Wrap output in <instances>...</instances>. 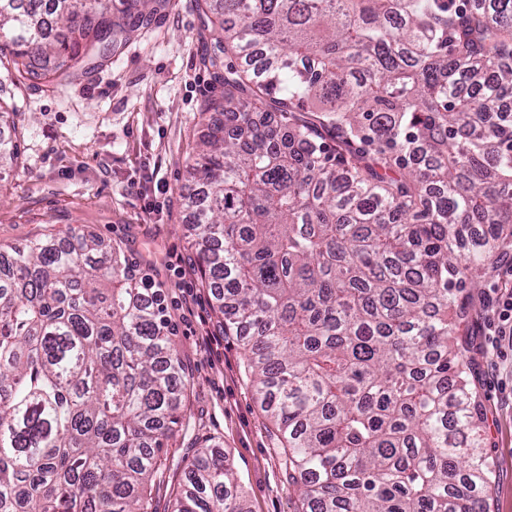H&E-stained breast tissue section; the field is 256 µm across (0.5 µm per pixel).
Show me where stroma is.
I'll return each mask as SVG.
<instances>
[{"label":"stroma","instance_id":"1","mask_svg":"<svg viewBox=\"0 0 512 512\" xmlns=\"http://www.w3.org/2000/svg\"><path fill=\"white\" fill-rule=\"evenodd\" d=\"M207 23L196 0H171L101 69L65 87L15 82L0 65V103L13 114L0 135L19 143L16 164L0 167V241L72 227L120 242L160 284L191 390L189 418L163 452L155 512H170L171 483L213 444L228 454L250 512H297L299 492L253 398L243 351L197 269L188 169L206 132L199 106L214 85L200 63ZM491 314L476 291L465 356L485 430L487 512H512V351L493 358Z\"/></svg>","mask_w":512,"mask_h":512}]
</instances>
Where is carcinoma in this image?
I'll return each instance as SVG.
<instances>
[{"instance_id": "cac0c4a2", "label": "carcinoma", "mask_w": 512, "mask_h": 512, "mask_svg": "<svg viewBox=\"0 0 512 512\" xmlns=\"http://www.w3.org/2000/svg\"><path fill=\"white\" fill-rule=\"evenodd\" d=\"M0 0L14 79L64 86L167 0ZM220 95L189 176L299 512H486L458 312L512 243V0H202ZM51 54L36 72L27 58ZM0 512H149L189 381L156 284L72 228L0 244ZM172 512H249L197 451Z\"/></svg>"}]
</instances>
